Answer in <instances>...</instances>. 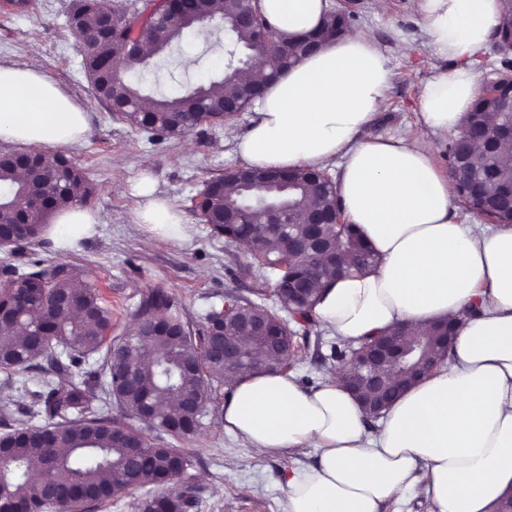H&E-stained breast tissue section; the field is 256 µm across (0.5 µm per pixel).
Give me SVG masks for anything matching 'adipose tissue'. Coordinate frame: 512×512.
I'll use <instances>...</instances> for the list:
<instances>
[{"label": "adipose tissue", "mask_w": 512, "mask_h": 512, "mask_svg": "<svg viewBox=\"0 0 512 512\" xmlns=\"http://www.w3.org/2000/svg\"><path fill=\"white\" fill-rule=\"evenodd\" d=\"M258 8L291 39L320 25L328 0H258ZM418 10L442 63L419 110L430 130L445 133L473 104L481 56L507 19L500 0H418ZM391 75L373 37L346 33L269 86L255 121L235 139L251 166L341 162L345 214L379 261L319 281L315 314L324 328L356 346L402 325L417 334L438 318L457 324L449 361L405 390L374 435L336 378L307 391L290 374L228 377L226 432L258 455L318 451L316 466L288 478L285 512H380L415 491L432 512H494L512 493V225L481 229L459 220L451 178L414 139L358 142L387 107ZM87 132L86 112L45 74L38 52L21 65L0 64V139L60 147ZM136 190L146 242L186 236L149 178Z\"/></svg>", "instance_id": "ef3b65f1"}]
</instances>
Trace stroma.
Returning a JSON list of instances; mask_svg holds the SVG:
<instances>
[{"label": "stroma", "instance_id": "obj_1", "mask_svg": "<svg viewBox=\"0 0 512 512\" xmlns=\"http://www.w3.org/2000/svg\"><path fill=\"white\" fill-rule=\"evenodd\" d=\"M33 3L29 12L21 13L0 0V63H23L31 49H38L45 73L87 112V137L62 147L61 152L95 186L89 208L100 222L92 237L65 248L58 244L64 234L60 227L23 251L0 248V265L65 262L79 266L81 281L97 288L103 302L111 306L116 337L131 327L141 293L157 285L168 288L176 305L197 325L208 311L223 307L230 291L279 312L272 284L240 276V266L250 260L245 249L214 236L192 204L207 180L242 167L233 137L247 132L255 112H242L221 128L205 123L181 138L149 139L144 131L115 119L94 99L82 69L86 50L68 24L72 0ZM332 7L350 13L354 29L369 33L391 59L389 106L362 133V140L398 133L414 137L430 150L440 169H447L449 137L432 133L419 111L424 84L434 74L436 61L413 0H388L383 12L376 0H332ZM224 60V38L200 43L188 35L150 58L136 78L146 95L173 94L182 86L222 76ZM146 166L158 193L182 214L187 238L144 245V232L134 222L139 200L127 189L116 191L115 186L133 183ZM314 331L322 339L320 347L303 350L294 370L306 389L318 386L337 368L330 357L335 335L319 325ZM228 393V385L219 384L194 438L178 440L148 426L142 432L157 447H179L188 454V475L197 487L200 512H284L289 475L315 465L318 453L312 448L301 455L253 453L242 437L224 431L220 412Z\"/></svg>", "mask_w": 512, "mask_h": 512}]
</instances>
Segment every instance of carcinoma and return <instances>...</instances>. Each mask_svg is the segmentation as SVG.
<instances>
[{"mask_svg": "<svg viewBox=\"0 0 512 512\" xmlns=\"http://www.w3.org/2000/svg\"><path fill=\"white\" fill-rule=\"evenodd\" d=\"M107 6L108 0H73L71 10L79 30L96 42L94 51L85 57V74L105 73L107 98L115 95L130 105L121 112L119 120L144 129L156 138H177L204 122L224 123L220 107L226 101L233 99L244 107L250 105L248 87L238 81L237 75L244 68L243 61L260 49L259 34L272 29V25L258 14L253 26L238 27L234 20L247 7L243 0H178L177 8L182 17L180 28L169 31L161 39L150 27L142 30L141 37L149 43L162 40L169 46L184 30L222 18L228 61L222 77L190 88L179 96L152 97L151 109L141 112L134 111L133 106L141 104L146 96L127 78V70L113 72L115 58L124 46L122 39L98 41L97 15ZM351 26L349 15L332 11L316 33L329 40ZM511 125L512 115L497 111L494 99L489 96L477 99L463 122V126L479 137L488 132L498 133ZM508 147L512 148V138L502 137L472 150L463 162L482 191L476 203L459 195L463 206L466 211H473L495 224L512 223V211L502 206V199L512 193V166L501 161V154ZM36 157L40 167L54 175V183L43 196L35 224L25 223V214L14 205L15 199L28 191L27 179L18 176V166L9 159L0 160V225H5V232L13 236V244L19 250L44 234L47 221L54 214L72 206L75 187L82 188L80 202L83 204L90 202L95 194V188L83 173L72 167L63 155L39 151ZM326 174L324 168L291 171V189L282 194V199L294 215L315 208L341 210L334 196L324 195L319 190V183L325 181ZM212 182L219 185L230 182L234 193L220 190L206 194L194 202V210L214 235L229 244L242 237L257 240L262 261L255 260L247 266V273L257 279H268L267 267L278 263L288 264L295 276L309 274L315 280L336 275L338 267L347 274L362 272L376 261L355 225L348 222L334 231V244L317 258L292 259L278 229L266 224L221 223L224 207H255L262 199L254 190L239 184L237 170H229ZM67 293L80 302L79 314L75 317L70 315V310L55 306L56 298ZM228 302L255 316L275 317L263 306L241 297L231 296ZM316 302L313 294L300 302L279 300L292 316L312 326L315 325ZM1 308L13 317V324L0 334V369L28 367L39 359L47 360L42 389L29 392L31 404L26 415L34 418L44 414L54 423L30 428L32 434L28 437L20 436L18 429L0 435V447L4 448L7 463L5 479L0 485V512H9L17 506L24 512H44L52 498L73 495L82 496L73 504L75 512H80L84 505L102 504L128 489L166 484L174 475L168 465L172 453L180 455L185 466H190L188 455L181 449L156 448L138 429L104 414L103 408L94 404V390L101 388L104 404L114 401L131 417L136 416L138 406L146 400L154 407L156 427L176 438L195 436L202 414L189 413L182 405L180 393L198 391L205 408L212 389L200 387V382L224 376V363L208 354L219 310H210L203 326L195 330L179 312L167 289L157 286L142 293L135 319L147 328L161 311L165 313V326L179 332L177 336L162 333L153 336L147 344L150 357L144 361L142 348L136 345L127 348L122 356H115L112 338L106 336L112 329V313L93 288L81 284L77 268L72 265L59 263L27 273L12 264L1 266ZM450 327V321H441L424 333L420 357L426 360L447 358L440 336ZM281 329L287 352L272 365L267 362L268 351L258 341L244 335L234 319L223 321V337L238 346L242 367L265 368L276 373L291 370L301 349L296 332L287 320H282ZM92 356L97 357V369L81 371V366ZM126 358L133 363L141 383L137 394L122 391L118 384L117 375ZM36 463L43 476L40 484L31 478ZM199 505L192 488L187 486L176 496L163 493L147 496L137 501L135 508L137 512H196Z\"/></svg>", "mask_w": 512, "mask_h": 512, "instance_id": "obj_1", "label": "carcinoma"}]
</instances>
